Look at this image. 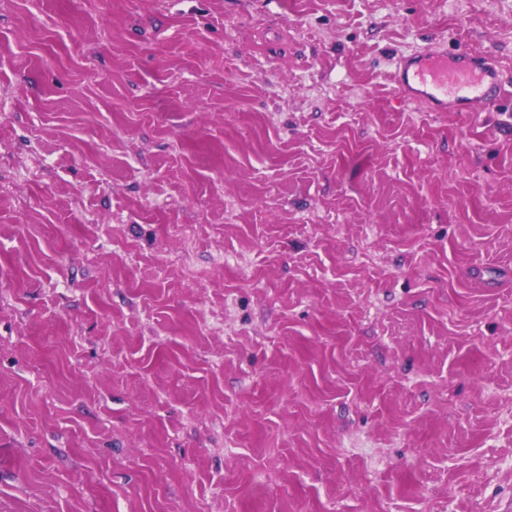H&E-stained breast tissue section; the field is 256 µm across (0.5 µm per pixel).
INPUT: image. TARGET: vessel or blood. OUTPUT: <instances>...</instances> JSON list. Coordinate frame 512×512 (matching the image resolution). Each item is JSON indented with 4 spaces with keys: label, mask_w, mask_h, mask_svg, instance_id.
<instances>
[{
    "label": "vessel or blood",
    "mask_w": 512,
    "mask_h": 512,
    "mask_svg": "<svg viewBox=\"0 0 512 512\" xmlns=\"http://www.w3.org/2000/svg\"><path fill=\"white\" fill-rule=\"evenodd\" d=\"M395 82L405 101L432 112H483L502 91L499 69L466 48L449 56L426 48L401 57Z\"/></svg>",
    "instance_id": "obj_1"
}]
</instances>
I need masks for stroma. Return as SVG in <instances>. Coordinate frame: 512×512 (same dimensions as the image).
<instances>
[{
  "mask_svg": "<svg viewBox=\"0 0 512 512\" xmlns=\"http://www.w3.org/2000/svg\"><path fill=\"white\" fill-rule=\"evenodd\" d=\"M512 0H0V512H512ZM395 82L405 101L430 112H485L502 91L499 69L466 48L449 56L431 48L403 56Z\"/></svg>",
  "mask_w": 512,
  "mask_h": 512,
  "instance_id": "obj_1",
  "label": "stroma"
}]
</instances>
